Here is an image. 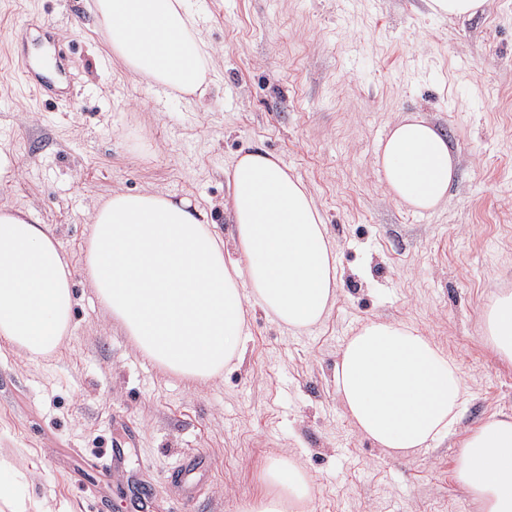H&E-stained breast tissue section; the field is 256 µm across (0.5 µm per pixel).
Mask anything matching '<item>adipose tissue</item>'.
Here are the masks:
<instances>
[{"mask_svg": "<svg viewBox=\"0 0 512 512\" xmlns=\"http://www.w3.org/2000/svg\"><path fill=\"white\" fill-rule=\"evenodd\" d=\"M190 0H94L113 62L185 96L204 93L214 73L210 46ZM373 165L399 206H446L455 154L416 113L394 121ZM223 238L190 197L152 190L96 202L84 271L96 298L135 347L188 380L220 375L241 360L251 308L292 331L319 324L339 284L336 248L309 187L275 155L242 151L227 172ZM73 266L47 225L0 206V343L40 360L61 347L75 303ZM481 333L512 363V289L480 311ZM336 391L357 432L389 456L429 447L459 418L467 384L458 364L414 325L375 317L347 338ZM453 478L478 512H512V415L470 428ZM265 492L241 512H303L314 494L307 473L285 456L263 470Z\"/></svg>", "mask_w": 512, "mask_h": 512, "instance_id": "adipose-tissue-1", "label": "adipose tissue"}]
</instances>
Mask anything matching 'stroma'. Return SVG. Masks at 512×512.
<instances>
[{
    "label": "stroma",
    "mask_w": 512,
    "mask_h": 512,
    "mask_svg": "<svg viewBox=\"0 0 512 512\" xmlns=\"http://www.w3.org/2000/svg\"><path fill=\"white\" fill-rule=\"evenodd\" d=\"M92 0H0V150L15 178L0 205L50 227L76 269L70 336L33 362L0 345V480L49 512H239L269 458L296 460L315 512H477L453 480L458 442L512 415V364L484 346L479 310L512 289V0L474 17L426 0H191L213 48L203 98L117 69ZM48 45L60 100L15 75L7 36ZM424 115L458 160L447 205L400 207L373 167L398 116ZM255 147L311 189L339 260L335 303L318 326L248 317L242 361L209 381L144 357L97 301L81 268L94 203L152 187L232 224L224 171ZM414 324L470 386L454 432L393 458L361 436L336 394L348 336L367 319ZM189 457L206 474L191 501L169 478Z\"/></svg>",
    "instance_id": "1"
}]
</instances>
